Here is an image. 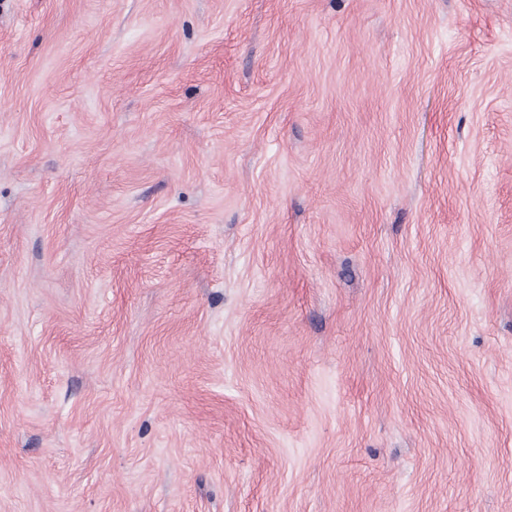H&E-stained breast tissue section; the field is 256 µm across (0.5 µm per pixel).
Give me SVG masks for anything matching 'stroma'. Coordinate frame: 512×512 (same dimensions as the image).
<instances>
[{"label":"stroma","instance_id":"obj_1","mask_svg":"<svg viewBox=\"0 0 512 512\" xmlns=\"http://www.w3.org/2000/svg\"><path fill=\"white\" fill-rule=\"evenodd\" d=\"M0 512H512V0H0Z\"/></svg>","mask_w":512,"mask_h":512}]
</instances>
